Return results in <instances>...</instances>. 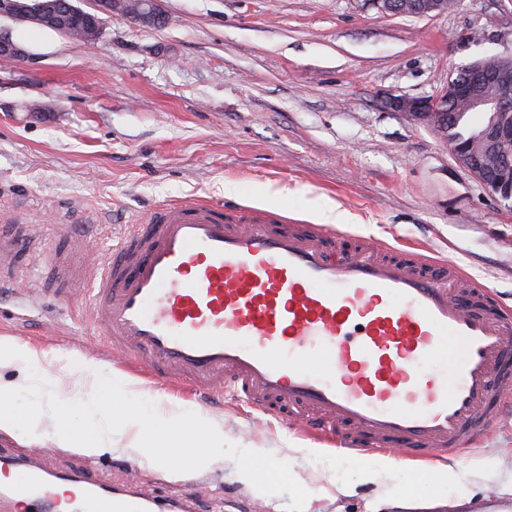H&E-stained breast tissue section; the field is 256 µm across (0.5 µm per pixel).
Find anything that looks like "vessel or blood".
I'll return each mask as SVG.
<instances>
[{
	"label": "vessel or blood",
	"mask_w": 512,
	"mask_h": 512,
	"mask_svg": "<svg viewBox=\"0 0 512 512\" xmlns=\"http://www.w3.org/2000/svg\"><path fill=\"white\" fill-rule=\"evenodd\" d=\"M86 269L53 264L0 228V284L34 252L58 296L85 290L113 355L212 397L232 391L295 430L415 461L475 445L512 408V309L449 260L261 208L196 196L160 206ZM136 480L53 474L28 460L0 482V512H145Z\"/></svg>",
	"instance_id": "obj_1"
}]
</instances>
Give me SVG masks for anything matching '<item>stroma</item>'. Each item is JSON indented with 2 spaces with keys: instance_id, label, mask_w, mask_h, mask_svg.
Instances as JSON below:
<instances>
[{
  "instance_id": "obj_1",
  "label": "stroma",
  "mask_w": 512,
  "mask_h": 512,
  "mask_svg": "<svg viewBox=\"0 0 512 512\" xmlns=\"http://www.w3.org/2000/svg\"><path fill=\"white\" fill-rule=\"evenodd\" d=\"M161 22L105 18L92 45L60 35L49 53L0 63V209L33 240L70 255L83 225L102 253L155 207L192 196L258 205L308 222L309 200L347 211L346 226L393 247L455 262L512 306V201L455 160L430 123L399 111L427 100L457 70L512 54V0H456L442 13L383 14L368 0H157ZM287 198H280V190ZM19 291L0 299V337L45 352L37 370L55 380L59 354L78 352L115 370L88 327L79 294L48 292L35 258H18ZM141 397L168 395L224 417V437L290 464L308 492L304 512H372L399 485L407 512L428 502L467 512L434 466L456 471L474 499L512 482V415L473 448L435 463L399 458L395 473L365 476L374 457L312 442L288 423L232 396L211 402L164 382L139 380ZM44 468L94 469L106 484L141 469L147 493L165 501L200 486L198 512H284L290 495H266L221 458L196 476L172 474L133 453L87 457L44 437Z\"/></svg>"
}]
</instances>
